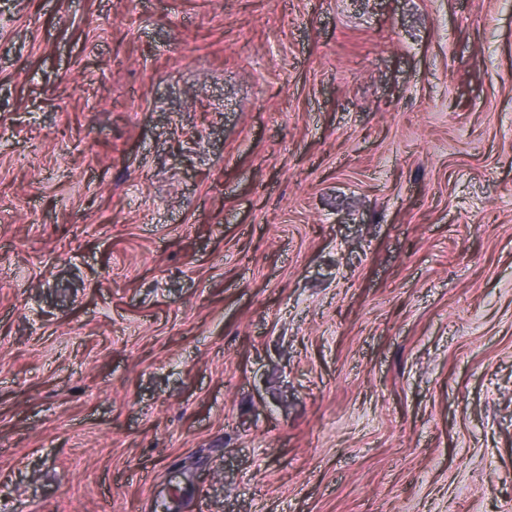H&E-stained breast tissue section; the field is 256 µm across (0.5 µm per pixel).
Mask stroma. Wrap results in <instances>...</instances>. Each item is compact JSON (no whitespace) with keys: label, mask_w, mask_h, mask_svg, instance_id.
Instances as JSON below:
<instances>
[{"label":"stroma","mask_w":512,"mask_h":512,"mask_svg":"<svg viewBox=\"0 0 512 512\" xmlns=\"http://www.w3.org/2000/svg\"><path fill=\"white\" fill-rule=\"evenodd\" d=\"M512 512V0H0V512Z\"/></svg>","instance_id":"stroma-1"}]
</instances>
